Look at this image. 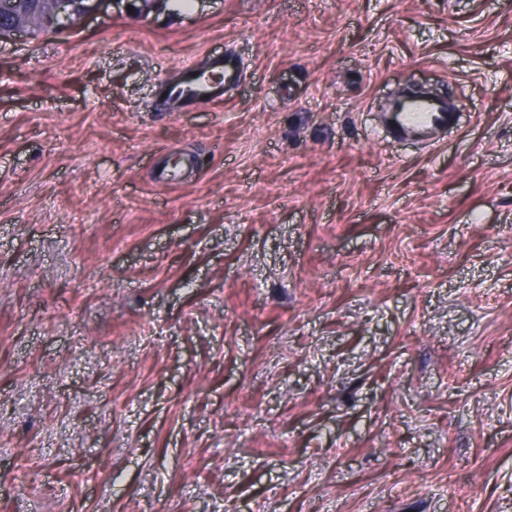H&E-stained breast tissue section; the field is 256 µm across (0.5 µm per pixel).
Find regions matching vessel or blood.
Returning a JSON list of instances; mask_svg holds the SVG:
<instances>
[{"label":"vessel or blood","mask_w":512,"mask_h":512,"mask_svg":"<svg viewBox=\"0 0 512 512\" xmlns=\"http://www.w3.org/2000/svg\"><path fill=\"white\" fill-rule=\"evenodd\" d=\"M245 72L231 55L213 58L206 70L187 64L178 81L163 82L159 87L162 98L186 105L208 104L223 100L224 89L239 84ZM396 137L414 136L436 143L437 135L457 124L459 116L447 99L433 95H411L396 99L387 113Z\"/></svg>","instance_id":"1"}]
</instances>
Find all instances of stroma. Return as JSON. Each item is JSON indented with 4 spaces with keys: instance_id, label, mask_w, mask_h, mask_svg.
<instances>
[{
    "instance_id": "35a3bbf8",
    "label": "stroma",
    "mask_w": 512,
    "mask_h": 512,
    "mask_svg": "<svg viewBox=\"0 0 512 512\" xmlns=\"http://www.w3.org/2000/svg\"><path fill=\"white\" fill-rule=\"evenodd\" d=\"M227 52L223 101L158 97ZM412 86L438 146L380 121ZM0 512H512V0L0 42Z\"/></svg>"
}]
</instances>
